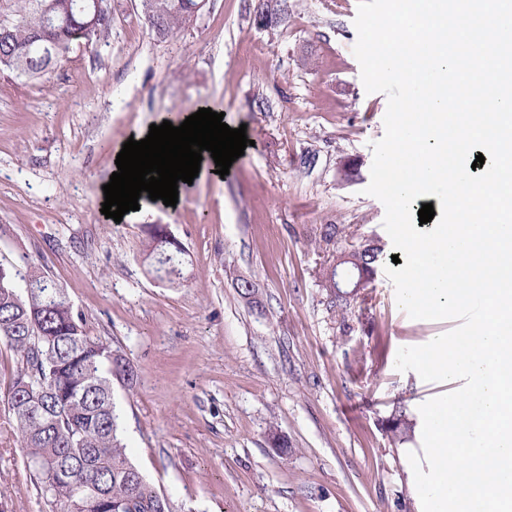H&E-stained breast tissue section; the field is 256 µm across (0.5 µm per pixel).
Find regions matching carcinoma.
<instances>
[{"label": "carcinoma", "mask_w": 512, "mask_h": 512, "mask_svg": "<svg viewBox=\"0 0 512 512\" xmlns=\"http://www.w3.org/2000/svg\"><path fill=\"white\" fill-rule=\"evenodd\" d=\"M12 14L4 16L7 33L0 36V57L29 43L43 24L41 6L62 0H12ZM200 0H148L150 17L159 19L165 35L193 23ZM81 41L76 26L67 23L56 35L54 64L20 80H39L70 59ZM382 249L346 254L342 264L368 280L376 274ZM16 280V273L0 265V342L18 356L8 392L22 447L35 473L42 497L60 512H170L168 501L128 458L118 434L112 396L117 380L133 385L137 374L123 355L92 339L73 311L63 290L36 266ZM329 307L344 309L349 300L336 296V280L322 273ZM392 439L413 438L415 423L406 414L403 398L394 402Z\"/></svg>", "instance_id": "obj_1"}]
</instances>
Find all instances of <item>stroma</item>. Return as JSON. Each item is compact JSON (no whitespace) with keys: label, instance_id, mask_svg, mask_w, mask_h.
Returning a JSON list of instances; mask_svg holds the SVG:
<instances>
[{"label":"stroma","instance_id":"35a3bbf8","mask_svg":"<svg viewBox=\"0 0 512 512\" xmlns=\"http://www.w3.org/2000/svg\"><path fill=\"white\" fill-rule=\"evenodd\" d=\"M357 3L288 0L287 19L261 28L258 0H208L160 40L140 0H112L109 36L49 80L0 70V264L42 267L89 336L134 365L135 385L113 386L120 436L172 512H422L407 460L422 442L395 444L382 422L396 398L416 420L461 387L395 367L399 348L456 323L410 318L385 272V208L365 189L387 97L361 80ZM202 103L252 141L230 174L199 179L176 210L107 220L117 147ZM330 223L345 229L331 251L319 240ZM150 224L182 245L180 276H156ZM371 242L383 249L375 279L337 315L322 269ZM15 367L0 343V512H51L8 411Z\"/></svg>","mask_w":512,"mask_h":512}]
</instances>
